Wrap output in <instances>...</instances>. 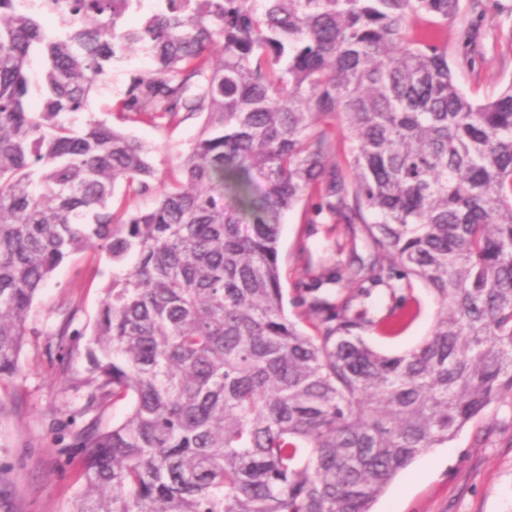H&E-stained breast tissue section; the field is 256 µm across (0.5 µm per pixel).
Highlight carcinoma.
<instances>
[{
    "label": "carcinoma",
    "instance_id": "carcinoma-1",
    "mask_svg": "<svg viewBox=\"0 0 512 512\" xmlns=\"http://www.w3.org/2000/svg\"><path fill=\"white\" fill-rule=\"evenodd\" d=\"M74 0L77 19L0 0V384L21 375L35 300L71 255L112 263L87 358L124 421L80 439L72 512H371L415 458L512 397V83L467 97L434 31L460 0ZM48 61L28 72L32 52ZM202 119L160 178L153 149L90 115ZM349 133L336 165L331 122ZM148 194L151 204L131 203ZM326 214L369 247L349 294L285 314L283 214ZM389 313L349 318L385 270ZM438 304L429 336L387 355ZM414 295L421 302L420 317L401 336L393 339L383 338L373 332L364 334L375 349L388 355L403 354L419 345L429 334L433 324L435 305L431 296L418 282H415Z\"/></svg>",
    "mask_w": 512,
    "mask_h": 512
}]
</instances>
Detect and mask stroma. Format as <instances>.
<instances>
[{
    "label": "stroma",
    "mask_w": 512,
    "mask_h": 512,
    "mask_svg": "<svg viewBox=\"0 0 512 512\" xmlns=\"http://www.w3.org/2000/svg\"><path fill=\"white\" fill-rule=\"evenodd\" d=\"M459 16L442 41L464 91L487 99L512 82V0H482L472 8L461 0ZM142 55L114 61L108 84L90 102V112L110 119V109L131 73L144 66ZM201 125L190 119L174 128L140 121L118 127L153 149L158 172L172 173L187 153ZM279 269L284 308L306 333L314 318L303 317L302 299L311 294L329 299L343 284L316 285L317 274L351 255H365L344 225L329 219L305 223L302 209L289 211L280 226ZM112 276L104 252L81 251L54 272L37 295L20 356L22 373L0 385V473L9 480L0 488V512H69L82 478L80 433L121 423L130 403L97 404L85 380V348L97 317L103 289ZM420 317L399 337L367 333V341L388 355L405 353L429 334L435 305L416 286ZM68 323L72 343L60 346L55 330ZM372 512H512V398L489 406L452 440L419 456L374 503Z\"/></svg>",
    "instance_id": "obj_1"
}]
</instances>
